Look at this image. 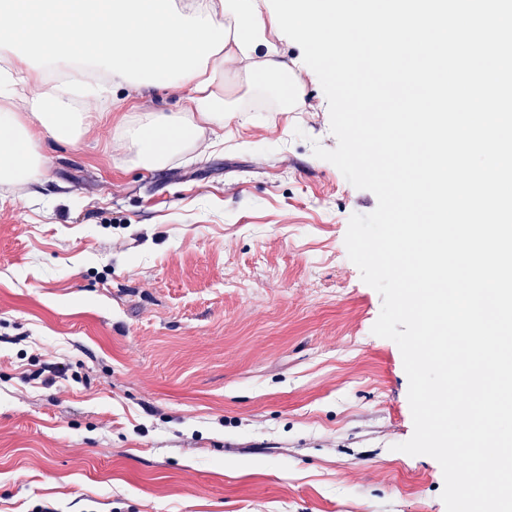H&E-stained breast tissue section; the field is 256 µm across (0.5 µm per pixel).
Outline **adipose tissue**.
Wrapping results in <instances>:
<instances>
[{
    "instance_id": "adipose-tissue-1",
    "label": "adipose tissue",
    "mask_w": 512,
    "mask_h": 512,
    "mask_svg": "<svg viewBox=\"0 0 512 512\" xmlns=\"http://www.w3.org/2000/svg\"><path fill=\"white\" fill-rule=\"evenodd\" d=\"M11 26L0 28V46L22 42L51 57L55 68L73 76L74 60L101 70L107 86L92 90L102 109L120 107L112 85L140 91L149 86L186 87L184 112H148L125 122L118 149L135 148L138 165H165L195 144L201 125L223 127L235 107L214 90L218 72L260 58L263 76L280 75L274 88L281 111L299 98L296 77L285 74L270 33L258 18L257 0H0ZM97 37L85 42L88 28ZM69 87L33 72L26 56L0 71V183L36 177L46 140L77 143L94 116L75 111ZM31 107L33 120L20 110Z\"/></svg>"
}]
</instances>
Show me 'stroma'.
I'll return each instance as SVG.
<instances>
[{"label": "stroma", "instance_id": "1", "mask_svg": "<svg viewBox=\"0 0 512 512\" xmlns=\"http://www.w3.org/2000/svg\"><path fill=\"white\" fill-rule=\"evenodd\" d=\"M276 46L294 111L220 76L245 120L147 169L113 150L124 118L189 91L119 87L38 180L0 184V512H446L439 463L396 449L408 377L344 243L377 199L314 156L327 98ZM274 95L281 100L280 111L291 112V104L299 99V87L297 78L288 71L283 75V79L275 85Z\"/></svg>", "mask_w": 512, "mask_h": 512}]
</instances>
